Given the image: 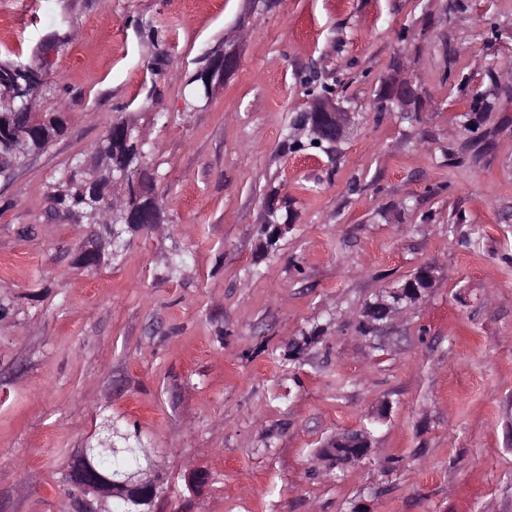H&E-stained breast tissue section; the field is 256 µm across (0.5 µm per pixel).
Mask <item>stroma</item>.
<instances>
[{
	"label": "stroma",
	"mask_w": 512,
	"mask_h": 512,
	"mask_svg": "<svg viewBox=\"0 0 512 512\" xmlns=\"http://www.w3.org/2000/svg\"><path fill=\"white\" fill-rule=\"evenodd\" d=\"M227 47L238 72L187 109ZM396 56L420 111L378 109ZM17 59L68 123L0 178V512H75L111 424L163 479L155 512H512V0H0ZM311 72L352 115L329 156L285 145ZM129 115L166 222L87 268L93 226L50 196ZM274 189L295 219L268 253ZM422 266L426 296L359 335ZM369 421L362 462L322 455Z\"/></svg>",
	"instance_id": "stroma-1"
}]
</instances>
